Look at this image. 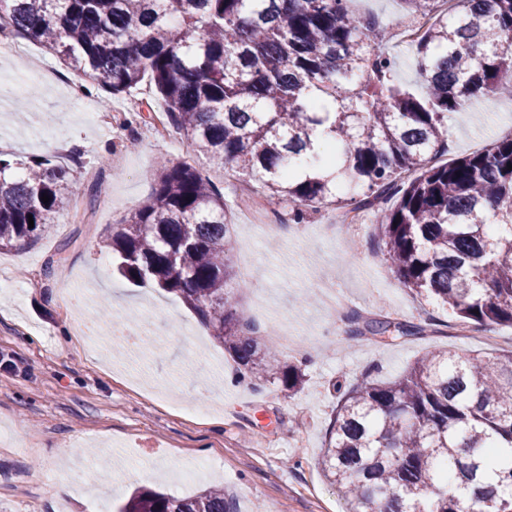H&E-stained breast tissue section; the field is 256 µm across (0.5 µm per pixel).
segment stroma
I'll use <instances>...</instances> for the list:
<instances>
[{
	"instance_id": "stroma-1",
	"label": "stroma",
	"mask_w": 512,
	"mask_h": 512,
	"mask_svg": "<svg viewBox=\"0 0 512 512\" xmlns=\"http://www.w3.org/2000/svg\"><path fill=\"white\" fill-rule=\"evenodd\" d=\"M35 67L50 88L39 105L21 95L0 112V150L51 157L94 193L73 198L36 242L0 251V281L10 284L0 290V512H118L138 485L175 493L156 469L201 460L237 512H345L315 465L335 382L355 383L371 368L391 380L434 349L512 350V328L491 342L461 335L451 312L405 288L380 257L373 216L343 225L327 203L295 224L287 209L245 206L259 185L225 175L160 128L164 110L149 84L74 98L77 72L45 49L0 57L6 75ZM452 124L453 159L512 135V99H474ZM166 161L190 163L219 188L238 245L244 225H265L259 271L239 284L240 310L265 344L280 323L293 332L284 356L305 375L294 395L266 380L234 383L233 361L176 295L113 276L104 235L151 193ZM331 294L345 306L329 310ZM354 311L396 313L414 326L431 318L438 330L393 346L353 342ZM184 399L207 412L178 410Z\"/></svg>"
}]
</instances>
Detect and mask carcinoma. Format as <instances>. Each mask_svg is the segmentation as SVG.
<instances>
[{"instance_id": "cac0c4a2", "label": "carcinoma", "mask_w": 512, "mask_h": 512, "mask_svg": "<svg viewBox=\"0 0 512 512\" xmlns=\"http://www.w3.org/2000/svg\"><path fill=\"white\" fill-rule=\"evenodd\" d=\"M349 0H0V30L57 55L102 91L147 82L195 152L260 184L299 224L330 201L374 212L400 282L463 324L512 327V136L438 163L473 97H512V0H401L429 16L412 43L419 88L393 79L386 32ZM310 154L331 167L303 173ZM0 153V250L49 232L81 192L61 164ZM49 196L43 203L42 195ZM34 227H29L28 217ZM224 195L187 162L112 225L126 279L177 295L242 378L293 392L301 370L260 344L239 313ZM350 338L423 333L354 313ZM317 465L347 512H512V350H432L400 377L337 386ZM120 512H237L223 492L135 491Z\"/></svg>"}]
</instances>
